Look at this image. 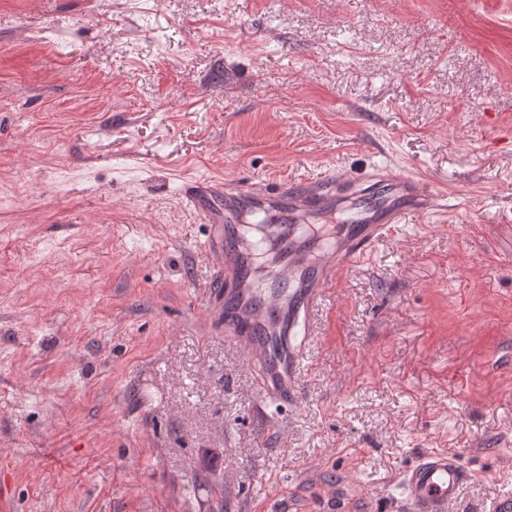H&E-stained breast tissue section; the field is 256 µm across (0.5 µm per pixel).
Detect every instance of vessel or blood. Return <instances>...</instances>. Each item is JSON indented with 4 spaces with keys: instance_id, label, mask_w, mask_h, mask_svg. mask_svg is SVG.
<instances>
[{
    "instance_id": "vessel-or-blood-1",
    "label": "vessel or blood",
    "mask_w": 512,
    "mask_h": 512,
    "mask_svg": "<svg viewBox=\"0 0 512 512\" xmlns=\"http://www.w3.org/2000/svg\"><path fill=\"white\" fill-rule=\"evenodd\" d=\"M355 191L374 197L375 205L359 209L349 223L338 225V247L326 248L312 260L304 258L298 214L335 213L337 198ZM182 196L213 228L208 248L219 256L223 267L224 334L242 345L256 363L257 405L261 408L273 401L284 405L294 401L297 379L305 367L300 335L326 286L345 269L364 262L374 243L392 234L402 214H429L442 200L431 185L378 170L356 179L340 176L301 190L189 180ZM247 214L264 217L266 233L282 255L270 274L284 277L287 287L271 296L265 295L256 275L257 240L235 228ZM466 478L457 456L431 451L404 473L403 496L410 512H450Z\"/></svg>"
}]
</instances>
